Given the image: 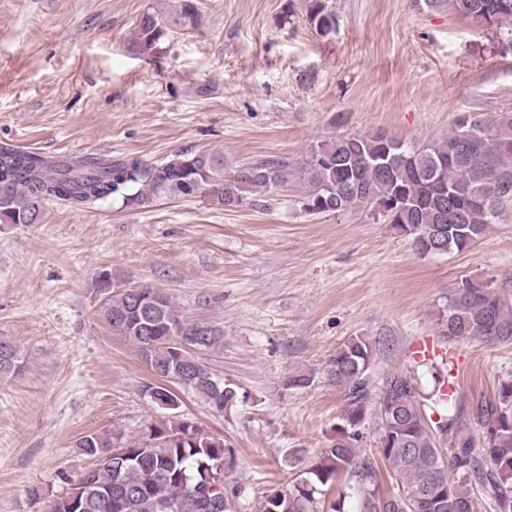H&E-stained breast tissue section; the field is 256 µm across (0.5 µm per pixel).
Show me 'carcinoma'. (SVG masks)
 I'll use <instances>...</instances> for the list:
<instances>
[{"label":"carcinoma","instance_id":"carcinoma-1","mask_svg":"<svg viewBox=\"0 0 512 512\" xmlns=\"http://www.w3.org/2000/svg\"><path fill=\"white\" fill-rule=\"evenodd\" d=\"M198 0H179L160 14L139 17L129 52L151 53L174 30L198 22ZM429 11L448 9L471 23L500 28L512 22V0H422ZM308 20L322 35L336 25L325 0H308ZM297 172L309 187L305 209L339 213L369 207L382 221L409 236L421 257L468 250L489 225L512 210V111L492 120L469 113L455 119L448 137L422 146L384 134L338 135L317 143ZM292 176L283 158L252 162L224 176V155L182 152L159 162L138 157L48 159L37 152L0 146V224H38L45 203L64 201L85 210L110 200L143 209L160 200L194 197L225 207L252 202ZM92 288L104 296L102 317L112 334L132 344L157 382L146 386L151 402L166 411L149 427L151 443L127 440L124 453L101 459L122 439L111 430L89 432L79 441L98 463L75 485L77 506L63 496L51 512H236L226 488L224 439L182 418L175 384L218 413L238 403L233 383L216 376L198 356L179 358L173 336L205 351L223 346L224 329L190 320L162 291L122 280L108 268ZM450 343L512 344V305L491 280L474 276L449 289L439 312ZM375 343L362 336L344 341L326 367L327 380L347 392L344 424L331 445L310 461L301 478L263 497L259 512H341L324 510L321 495L345 476L342 495L356 496L357 512H475L480 496L493 512H512V381L497 397L471 410L432 417L453 395L439 385L425 393L409 372L390 373L371 398L369 370ZM20 346L0 336V376L21 367ZM378 420L374 451L357 448L367 411ZM480 428L479 435L469 425ZM396 488L382 494L380 466Z\"/></svg>","mask_w":512,"mask_h":512}]
</instances>
